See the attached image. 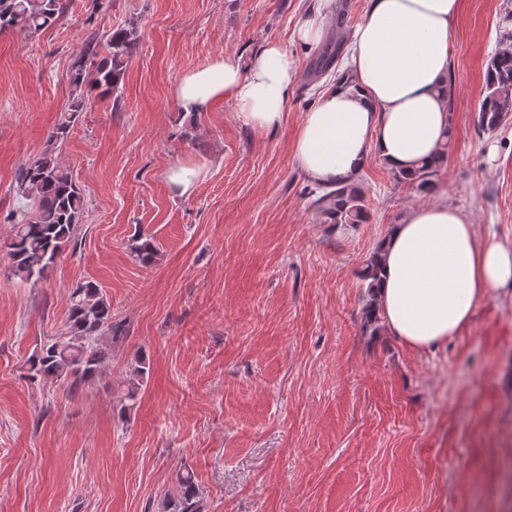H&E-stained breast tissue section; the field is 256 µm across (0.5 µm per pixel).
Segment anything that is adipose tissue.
<instances>
[{"label":"adipose tissue","mask_w":512,"mask_h":512,"mask_svg":"<svg viewBox=\"0 0 512 512\" xmlns=\"http://www.w3.org/2000/svg\"><path fill=\"white\" fill-rule=\"evenodd\" d=\"M460 0H368L351 29L343 65L355 88H331L304 114L293 145L298 166L315 183L357 181L369 157L411 172L436 158L449 132L453 21ZM298 65L271 42L248 67L231 57L181 75L180 112L193 117L230 98L241 122L278 126ZM374 290L389 334L422 351L438 349L470 324L490 292L512 288V247L479 238L471 219L445 202L412 209L392 225Z\"/></svg>","instance_id":"adipose-tissue-1"}]
</instances>
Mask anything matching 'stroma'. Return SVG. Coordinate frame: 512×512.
<instances>
[{"mask_svg":"<svg viewBox=\"0 0 512 512\" xmlns=\"http://www.w3.org/2000/svg\"><path fill=\"white\" fill-rule=\"evenodd\" d=\"M366 7L72 0L50 27L0 32L3 242L22 205L16 173L72 104L66 74L86 36L139 27L118 99L90 100L58 146L84 196L75 246L34 284L0 252V512H171L187 470L200 512H512V288L434 352L361 325L366 261L412 208L448 202L479 237L512 245V120L490 133L473 121L490 60L512 44V0H460L435 193L369 159L358 186L370 219L338 228L316 222L293 143L336 77H311L315 57ZM307 18L321 41L296 38ZM270 40L299 68L280 125H244L230 99L182 116V74L219 56L248 64ZM179 161L202 168L187 197L166 182ZM146 240L148 266L133 253ZM87 280L114 330L101 374L74 397L27 361L65 333Z\"/></svg>","mask_w":512,"mask_h":512,"instance_id":"35a3bbf8","label":"stroma"}]
</instances>
